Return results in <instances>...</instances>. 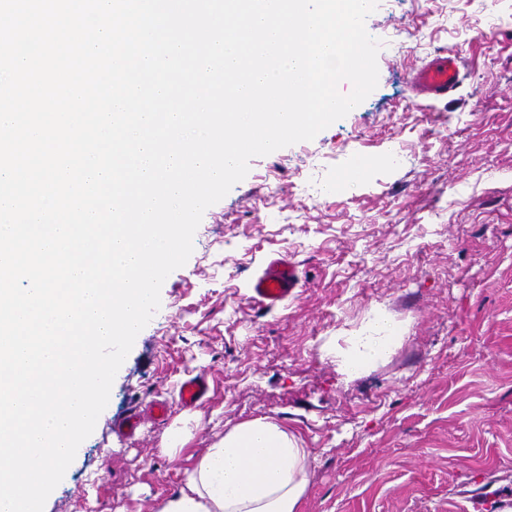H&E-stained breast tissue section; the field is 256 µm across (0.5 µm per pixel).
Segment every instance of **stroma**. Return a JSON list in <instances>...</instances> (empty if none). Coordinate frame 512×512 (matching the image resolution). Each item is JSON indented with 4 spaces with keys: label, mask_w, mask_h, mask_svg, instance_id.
<instances>
[{
    "label": "stroma",
    "mask_w": 512,
    "mask_h": 512,
    "mask_svg": "<svg viewBox=\"0 0 512 512\" xmlns=\"http://www.w3.org/2000/svg\"><path fill=\"white\" fill-rule=\"evenodd\" d=\"M365 26L376 89L252 158L205 211L44 512H152L226 429L264 417L309 452L301 512H512V0H379ZM444 49L460 83L423 98L410 79ZM309 178L326 198L303 195ZM278 255L300 286L268 310L249 285ZM377 307L404 337L347 378L324 348ZM199 374L208 400L181 406ZM154 400L166 421L115 433Z\"/></svg>",
    "instance_id": "1"
}]
</instances>
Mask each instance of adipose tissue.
<instances>
[{
	"label": "adipose tissue",
	"mask_w": 512,
	"mask_h": 512,
	"mask_svg": "<svg viewBox=\"0 0 512 512\" xmlns=\"http://www.w3.org/2000/svg\"><path fill=\"white\" fill-rule=\"evenodd\" d=\"M399 327L383 314L367 319L333 350L342 373L355 377L397 344ZM308 452L279 422L258 418L227 429L185 472L179 491L153 512H300L309 486Z\"/></svg>",
	"instance_id": "obj_1"
}]
</instances>
